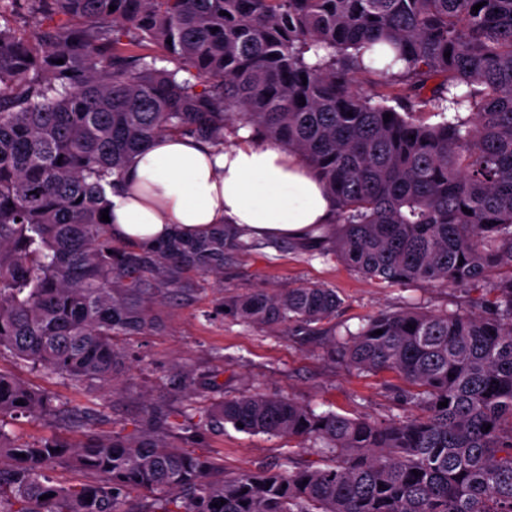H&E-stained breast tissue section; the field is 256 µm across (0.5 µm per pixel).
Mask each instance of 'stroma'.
<instances>
[{"mask_svg":"<svg viewBox=\"0 0 512 512\" xmlns=\"http://www.w3.org/2000/svg\"><path fill=\"white\" fill-rule=\"evenodd\" d=\"M320 284L335 289L342 305L332 321L337 333L357 329L378 312L409 307L425 311L452 310L464 304L463 293L420 283L385 286L330 260H306L300 251L266 241L263 248L242 256L224 270L223 285L207 280L188 300L159 305L162 332L124 341L130 370L120 391L98 390L94 399L103 414L95 429L108 433L131 427L143 398L166 399L160 379L184 365L200 374H217L225 398L260 391L310 404L316 412L368 415L384 421L407 415L401 400L404 384L389 372L361 373L345 365L325 345L305 344L273 324L247 326L224 318L225 296L257 288L277 293ZM0 371L29 386L55 393L70 405L86 404V395L10 356L0 357ZM198 452L218 458L225 474L256 470L285 461L302 466L313 461L311 449H289L288 443L263 434L248 435L226 428L199 444Z\"/></svg>","mask_w":512,"mask_h":512,"instance_id":"stroma-1","label":"stroma"}]
</instances>
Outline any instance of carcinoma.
Here are the masks:
<instances>
[{
  "label": "carcinoma",
  "instance_id": "1",
  "mask_svg": "<svg viewBox=\"0 0 512 512\" xmlns=\"http://www.w3.org/2000/svg\"><path fill=\"white\" fill-rule=\"evenodd\" d=\"M243 127L302 158L336 201L296 245L308 258L478 294L468 310L380 312L339 338L324 327L341 305L332 288L224 299L237 322L326 336L350 368L393 372L411 413L221 398L194 437L228 424L319 456L226 477L216 457L169 443L185 412L163 402L127 433L21 443L8 430L19 415L84 428L96 409L0 371V512H512V0H0V356L88 393L119 389L115 339L159 330L154 305L192 297L198 276L222 284L258 242L224 224L124 245L101 221L107 190L157 135L222 146ZM166 385L224 388L187 368ZM57 467L93 480L56 484Z\"/></svg>",
  "mask_w": 512,
  "mask_h": 512
}]
</instances>
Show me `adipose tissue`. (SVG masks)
Masks as SVG:
<instances>
[{
    "label": "adipose tissue",
    "mask_w": 512,
    "mask_h": 512,
    "mask_svg": "<svg viewBox=\"0 0 512 512\" xmlns=\"http://www.w3.org/2000/svg\"><path fill=\"white\" fill-rule=\"evenodd\" d=\"M333 209L297 155L243 128L226 147L179 134L151 139L126 165L110 221L117 240L142 247L218 224L247 240H281L328 223Z\"/></svg>",
    "instance_id": "ef3b65f1"
}]
</instances>
